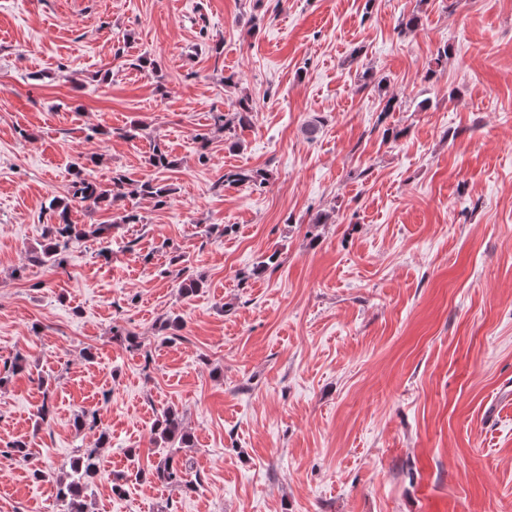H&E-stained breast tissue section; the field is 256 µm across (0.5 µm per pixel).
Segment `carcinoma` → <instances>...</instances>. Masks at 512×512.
Returning <instances> with one entry per match:
<instances>
[{"label":"carcinoma","instance_id":"carcinoma-1","mask_svg":"<svg viewBox=\"0 0 512 512\" xmlns=\"http://www.w3.org/2000/svg\"><path fill=\"white\" fill-rule=\"evenodd\" d=\"M75 179L71 182L70 193L78 202L86 203L93 207L112 206L126 198L127 193L139 194L153 199L155 206L163 207L168 203L172 189L160 186L151 180H145L134 184L129 190L130 180L122 173L114 171L110 183L103 184L93 179L87 173V164L74 163ZM266 177L260 170H229L224 173V182L227 184L239 183H264ZM55 222L46 225V237L50 243L33 257V262L41 265L61 267L66 259L62 253L68 248L71 240L77 238L93 237L103 239L108 227L103 224L85 227L75 224L70 218L69 209H53ZM157 439L163 444L174 448H182L191 442L190 434L182 426V422L176 412L167 409L161 419L157 420L154 427ZM108 437L102 432L96 438V447L86 450L71 464L72 474L66 479H61L56 485V497L60 502V512H88L86 498L92 485L95 484L100 473V457L98 450L105 447ZM152 478L161 484L180 486L185 483L183 470L174 460V456L166 455L159 459L150 472Z\"/></svg>","mask_w":512,"mask_h":512}]
</instances>
